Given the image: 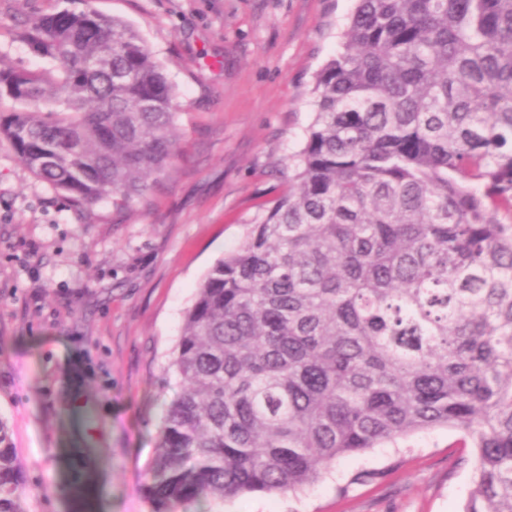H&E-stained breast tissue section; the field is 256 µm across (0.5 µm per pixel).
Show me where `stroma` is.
<instances>
[{
  "label": "stroma",
  "mask_w": 512,
  "mask_h": 512,
  "mask_svg": "<svg viewBox=\"0 0 512 512\" xmlns=\"http://www.w3.org/2000/svg\"><path fill=\"white\" fill-rule=\"evenodd\" d=\"M70 0H0V63L49 69L21 31ZM136 28L177 103L179 155L118 207L71 202L0 143V420L23 512H152L168 363L207 270L288 175L316 73L355 0H94ZM444 427L337 459L297 493L224 512H462L474 451Z\"/></svg>",
  "instance_id": "1"
}]
</instances>
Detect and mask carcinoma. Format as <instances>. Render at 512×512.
<instances>
[{
  "instance_id": "obj_1",
  "label": "carcinoma",
  "mask_w": 512,
  "mask_h": 512,
  "mask_svg": "<svg viewBox=\"0 0 512 512\" xmlns=\"http://www.w3.org/2000/svg\"><path fill=\"white\" fill-rule=\"evenodd\" d=\"M0 65V141L70 199L143 195L177 154L173 89L91 0ZM288 190L185 311L145 485L153 512L298 492L337 458L445 427L463 512H512V0H357L315 76ZM23 483L0 421V512Z\"/></svg>"
}]
</instances>
